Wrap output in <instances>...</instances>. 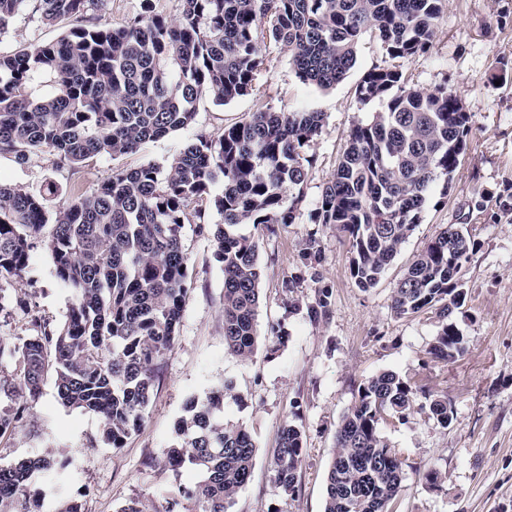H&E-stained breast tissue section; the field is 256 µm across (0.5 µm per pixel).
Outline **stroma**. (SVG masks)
Here are the masks:
<instances>
[{
  "label": "stroma",
  "mask_w": 512,
  "mask_h": 512,
  "mask_svg": "<svg viewBox=\"0 0 512 512\" xmlns=\"http://www.w3.org/2000/svg\"><path fill=\"white\" fill-rule=\"evenodd\" d=\"M36 6V0H28L0 35V54L57 41L68 31L70 21L43 23ZM259 49L265 64L252 91L224 105L199 99L192 125L136 153L95 156L77 165L47 150L23 163L0 155V183L34 195L47 194L48 184L57 186V194L47 195L53 211L92 190L113 170L146 164L168 169L196 135L218 138L251 113L324 115L319 135L306 149L308 179L294 223L276 225L271 232L254 224L237 228L260 243L254 356L243 361L225 349L224 273L213 257L211 235L185 225L182 243L191 286L139 430L123 447L104 445L99 420L63 406L49 378L39 398L29 402L23 427L0 438V466L56 448L70 460L64 485L81 495L85 512H119L136 496L164 512L170 490L200 478L193 467L175 470L162 464L179 418L190 399L229 383L237 397L226 400L224 418L248 430L258 448L251 479L229 512H323L325 476L341 418L362 383L393 371L447 396L453 411L445 427L425 408L414 409L405 422L382 425V436L412 464L399 512H512V212L499 206L512 197V0H448L431 51L398 63L375 34H366L355 66L327 89L303 81L282 46L264 38ZM396 63L419 87L444 84L461 98L471 115V134L447 195H432L380 283L365 291L350 274L346 235L335 225L314 223L312 215L351 130L384 109L380 101H360L358 84L369 70ZM479 202L484 205L480 211L475 208ZM464 213L477 242L462 272L466 302L454 318L466 350L443 362L430 353L438 330L435 314L396 316L391 295L413 257ZM292 276L299 279L294 310L287 307L282 288ZM324 293L328 307L310 317ZM0 294L27 298L32 306L0 322V342L8 345L29 335L31 313L56 325L73 301L41 242L31 249L23 277L0 280ZM288 423L302 430L306 448L292 497L274 482L279 433ZM431 470L441 474L438 484L425 480Z\"/></svg>",
  "instance_id": "35a3bbf8"
}]
</instances>
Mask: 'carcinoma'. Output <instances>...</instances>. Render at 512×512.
Returning a JSON list of instances; mask_svg holds the SVG:
<instances>
[{
    "label": "carcinoma",
    "mask_w": 512,
    "mask_h": 512,
    "mask_svg": "<svg viewBox=\"0 0 512 512\" xmlns=\"http://www.w3.org/2000/svg\"><path fill=\"white\" fill-rule=\"evenodd\" d=\"M101 0H39L41 19L74 25L58 41L0 56V155L25 161L43 148L78 164L95 155L133 153L192 124L203 96L224 105L247 94L264 59L266 35L288 48L299 76L320 88L341 81L371 31L394 58L433 47L446 0H180L173 24L152 14L120 28L87 21ZM25 0H0V35ZM362 101L388 98L385 111L357 125L313 215L348 237L350 273L364 289L377 285L415 231L429 195H445L467 150L471 115L445 86L423 90L396 68H374L358 85ZM320 112H254L188 143L163 173L154 165L115 171L49 217L46 198L0 183V280L20 278L35 241H45L55 273L75 301L59 326L31 314L34 334L5 347L16 374L0 377V396L22 399L0 411V437L22 426L27 403L48 371L62 405L96 416L102 440L123 447L138 430L170 350L188 292L185 223L204 222L197 203L217 181L223 223L212 229L224 273V346L249 360L257 346L259 242L234 232L241 224H291L308 176L304 155L320 133ZM297 191L291 201L285 193ZM53 224H48V221ZM49 236H44L46 226ZM477 243L463 225L445 228L408 265L393 291L398 316L435 313L430 353L448 362L464 340L452 315L465 303L464 265ZM225 384L192 398L176 425L164 464L190 465L201 479L173 491L164 512H228L249 482L256 445L224 421ZM446 427L448 397L412 378L382 372L360 385L336 430L323 512H397L411 464L390 447L381 424L403 421L419 399ZM302 431L283 426L274 481L293 496L304 457ZM65 467L53 448L0 466V512H42V479ZM55 512H85L80 497L57 494Z\"/></svg>",
    "instance_id": "obj_1"
}]
</instances>
